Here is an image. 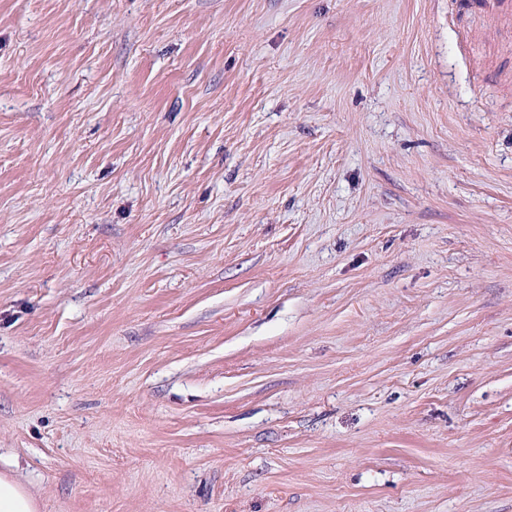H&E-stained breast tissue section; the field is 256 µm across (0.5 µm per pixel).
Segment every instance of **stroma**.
<instances>
[{
    "mask_svg": "<svg viewBox=\"0 0 512 512\" xmlns=\"http://www.w3.org/2000/svg\"><path fill=\"white\" fill-rule=\"evenodd\" d=\"M0 473L38 512H512L505 25L0 0Z\"/></svg>",
    "mask_w": 512,
    "mask_h": 512,
    "instance_id": "obj_1",
    "label": "stroma"
}]
</instances>
